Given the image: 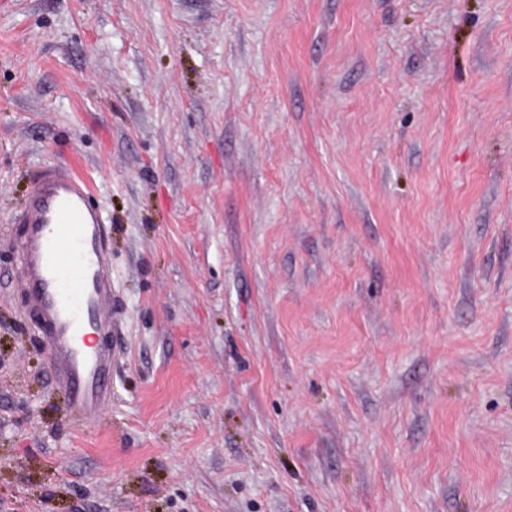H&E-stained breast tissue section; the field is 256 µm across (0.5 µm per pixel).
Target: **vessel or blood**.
Listing matches in <instances>:
<instances>
[{"instance_id":"b4317fda","label":"vessel or blood","mask_w":512,"mask_h":512,"mask_svg":"<svg viewBox=\"0 0 512 512\" xmlns=\"http://www.w3.org/2000/svg\"><path fill=\"white\" fill-rule=\"evenodd\" d=\"M91 186L70 165L43 169L32 184L20 242L21 280L50 354L53 379L78 421L112 398V366L124 346L112 298L110 227Z\"/></svg>"}]
</instances>
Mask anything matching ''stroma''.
Instances as JSON below:
<instances>
[{"label": "stroma", "instance_id": "1", "mask_svg": "<svg viewBox=\"0 0 512 512\" xmlns=\"http://www.w3.org/2000/svg\"><path fill=\"white\" fill-rule=\"evenodd\" d=\"M54 163L112 226L83 424ZM0 512H512V0H0ZM92 197L89 182L70 165H49L16 218L24 224L22 286L45 336L55 385L77 421L95 418L111 401L112 365L124 349L110 304V227ZM92 335H112V342Z\"/></svg>", "mask_w": 512, "mask_h": 512}]
</instances>
